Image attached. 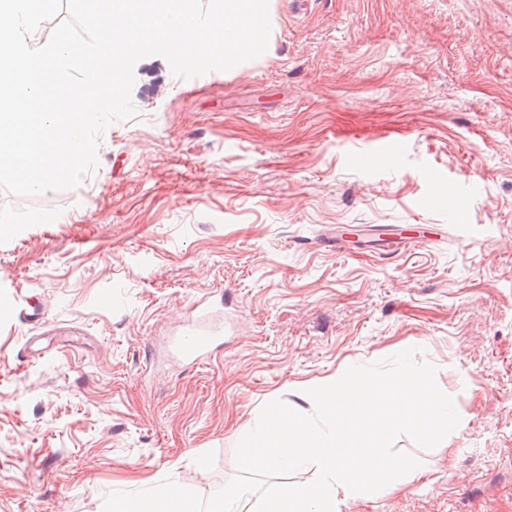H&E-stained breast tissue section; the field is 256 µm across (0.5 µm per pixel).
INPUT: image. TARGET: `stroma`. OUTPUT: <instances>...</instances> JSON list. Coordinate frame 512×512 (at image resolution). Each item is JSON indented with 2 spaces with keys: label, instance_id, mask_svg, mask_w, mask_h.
Returning <instances> with one entry per match:
<instances>
[{
  "label": "stroma",
  "instance_id": "stroma-1",
  "mask_svg": "<svg viewBox=\"0 0 512 512\" xmlns=\"http://www.w3.org/2000/svg\"><path fill=\"white\" fill-rule=\"evenodd\" d=\"M269 17L234 70L138 61L78 187L0 191V303L42 312L0 320V512L168 477L211 496L266 403L410 347L461 429L399 438L422 479L343 512H512V0ZM203 296L236 326L190 364L172 342Z\"/></svg>",
  "mask_w": 512,
  "mask_h": 512
}]
</instances>
